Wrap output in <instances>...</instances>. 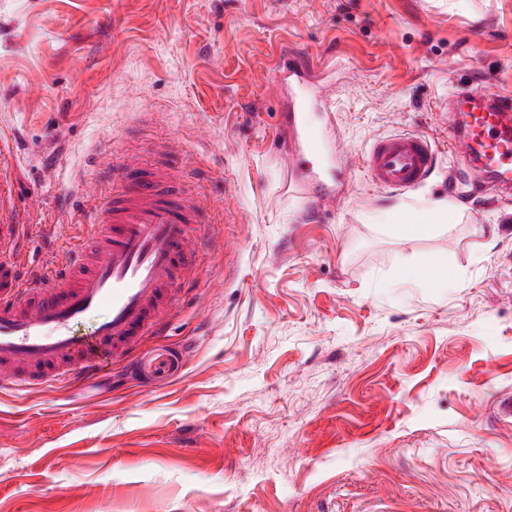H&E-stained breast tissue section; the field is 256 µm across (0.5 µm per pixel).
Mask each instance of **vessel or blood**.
<instances>
[{"label": "vessel or blood", "instance_id": "1", "mask_svg": "<svg viewBox=\"0 0 512 512\" xmlns=\"http://www.w3.org/2000/svg\"><path fill=\"white\" fill-rule=\"evenodd\" d=\"M303 56L284 57L273 81L293 86L284 114L298 151L289 166L310 191L312 205L343 191L349 171L331 135L325 87L310 83ZM448 149L473 192L512 190V100L479 90L458 92L448 115ZM438 153L417 132L377 139L362 158L372 182L404 193L427 184ZM93 219L64 260L44 264L25 255L15 209L14 176L0 166V383L17 390L72 382L128 359L141 341L160 334L205 249L197 224L203 206L170 173L166 160L126 159L108 187H95ZM105 310L91 333L83 320Z\"/></svg>", "mask_w": 512, "mask_h": 512}]
</instances>
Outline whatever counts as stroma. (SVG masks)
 I'll return each mask as SVG.
<instances>
[{
    "label": "stroma",
    "instance_id": "1",
    "mask_svg": "<svg viewBox=\"0 0 512 512\" xmlns=\"http://www.w3.org/2000/svg\"><path fill=\"white\" fill-rule=\"evenodd\" d=\"M331 89L353 177L319 215L283 50ZM512 96V0H0V135L45 260L61 207L168 151L208 213L195 286L132 367L0 389V512H512V193L448 155L456 85ZM438 146L400 195L376 139ZM455 235L410 231L422 200ZM438 153L435 142L417 132L395 133L377 139L362 157L372 182L395 193L427 184Z\"/></svg>",
    "mask_w": 512,
    "mask_h": 512
}]
</instances>
